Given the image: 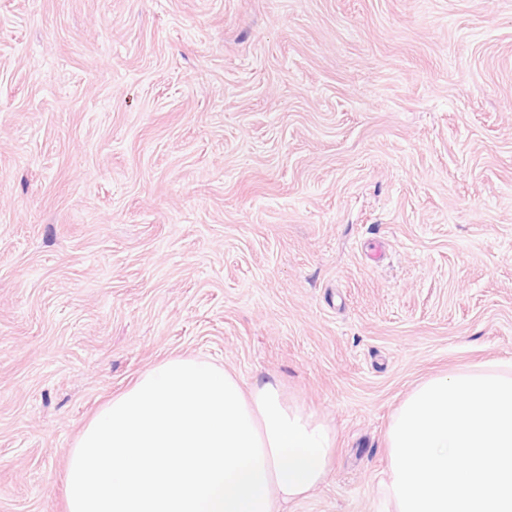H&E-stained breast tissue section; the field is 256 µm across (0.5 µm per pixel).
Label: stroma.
I'll list each match as a JSON object with an SVG mask.
<instances>
[{
    "instance_id": "stroma-1",
    "label": "stroma",
    "mask_w": 512,
    "mask_h": 512,
    "mask_svg": "<svg viewBox=\"0 0 512 512\" xmlns=\"http://www.w3.org/2000/svg\"><path fill=\"white\" fill-rule=\"evenodd\" d=\"M336 429L381 512L422 379L512 362V0H0V512L160 360Z\"/></svg>"
}]
</instances>
